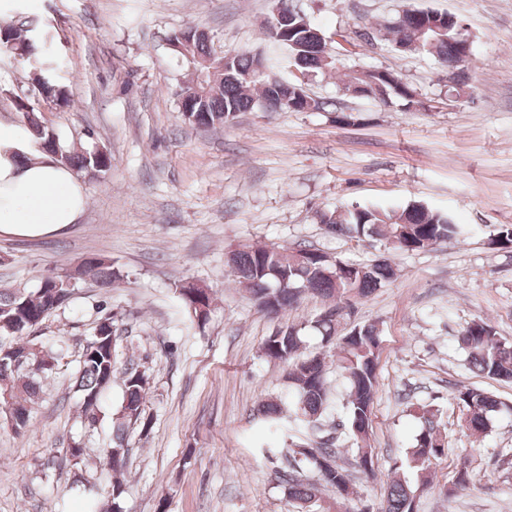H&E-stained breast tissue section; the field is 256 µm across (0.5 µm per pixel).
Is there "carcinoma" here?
Here are the masks:
<instances>
[{"instance_id": "1", "label": "carcinoma", "mask_w": 512, "mask_h": 512, "mask_svg": "<svg viewBox=\"0 0 512 512\" xmlns=\"http://www.w3.org/2000/svg\"><path fill=\"white\" fill-rule=\"evenodd\" d=\"M288 5V15L276 22L265 21L268 38L286 49L294 65L308 77L324 72V67L338 74L340 89L349 92L352 85L360 84L361 98L382 104L400 101L406 110L418 106L414 89L402 78L385 68L341 70L331 61L323 63L324 49L317 35L319 29L308 17ZM427 10L406 8L395 17L379 25L381 40L389 43L400 53H427L447 66L457 76L456 84L463 87L469 62L460 50L462 44L459 29L462 22L452 14L440 21V30L420 33V16ZM288 26L297 29L294 44L279 40V31ZM0 39V51L13 55L20 64L30 69V80L41 99L54 106H67L70 95L66 87L55 80V72L61 66V58L54 52V35L51 29L6 26ZM184 57L192 71V78L179 86L183 92L199 87L197 71L204 70L201 61L209 55L204 40L193 39ZM253 56L231 54L224 68V79L216 84L206 81L208 88L198 97L202 111L190 113L184 121L197 128H222L235 121L241 112L261 110L263 104L280 105V111L292 108L281 103L283 96L293 100L297 91L303 90L301 80L271 82L269 77L246 78L252 71ZM19 121L40 145L55 157V161L86 175H96L112 167V154L92 151L78 152L60 142L45 126L40 111L25 103L18 104ZM322 223L333 227L332 233L361 240L363 238L398 240L393 248L402 252L432 250L435 246L466 234L461 224L441 211L420 202L404 207L382 205H356L336 209L320 215ZM88 277L103 288H110L119 279L112 260L92 255L85 261ZM227 265L236 276V283L270 314H277L296 303L306 291H312L331 302L327 311L331 315L311 322V329L321 338L322 347L334 348L331 356L317 352L300 356L304 346L303 328L287 326L269 336L262 344V354L270 360L291 364L288 382L291 411L294 421L311 431V437L294 448H273L271 453L293 457L296 467L288 470V498L307 504L319 493L318 485L309 482L303 474V466L318 470L320 480L339 495L336 512H341V502L354 494L350 487L349 470L336 465L334 470H321L320 459L329 456L339 458L342 450L335 442L320 436L328 397L331 393L329 373L336 368L346 384V422L350 438L356 447L354 464L361 466L375 454L371 444L372 406L377 389V361L380 354V331L374 323L358 324L345 334L343 312L350 307L353 297H366L396 278V269L386 261L357 263L339 261L331 274L322 255L313 249H288L275 245L246 246L229 251ZM73 276L69 273L46 274L39 288L27 291L21 288H0V347L11 352L0 357V402L15 405L16 415L10 419L12 429L26 427L30 409L43 392V379L53 374L59 364L60 353L30 339L35 329L52 312L65 302L62 296L75 290ZM177 300L187 312L191 323L204 327L209 321L213 298L193 288L186 280L177 286ZM97 343V357L80 359L75 373L74 388L84 398L88 395L101 397L111 387L116 372L117 347L109 337L91 338ZM458 343L468 354L469 365L480 374L503 381L512 380V344L498 336L494 328L482 319L466 323L460 330ZM150 390L147 373L133 368L124 372L123 397L120 407L111 417V438L103 449V465L114 473L124 467L128 451L127 428L140 424L142 430L149 427L144 415V400ZM453 399L462 405V425L475 436H484L492 427L493 416L501 411L503 403L494 395L477 387L457 386ZM257 413L272 426L282 420V406L276 400H265L257 407ZM444 447L441 443L436 414L428 412L421 431L416 435L407 453L408 467L416 475V483L394 479L387 485L378 512H413L418 494L431 484L433 461L440 458Z\"/></svg>"}]
</instances>
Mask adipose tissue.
Listing matches in <instances>:
<instances>
[{
	"label": "adipose tissue",
	"instance_id": "1",
	"mask_svg": "<svg viewBox=\"0 0 512 512\" xmlns=\"http://www.w3.org/2000/svg\"><path fill=\"white\" fill-rule=\"evenodd\" d=\"M86 206L83 185L70 168L39 149L25 128L0 126V235L63 233Z\"/></svg>",
	"mask_w": 512,
	"mask_h": 512
}]
</instances>
